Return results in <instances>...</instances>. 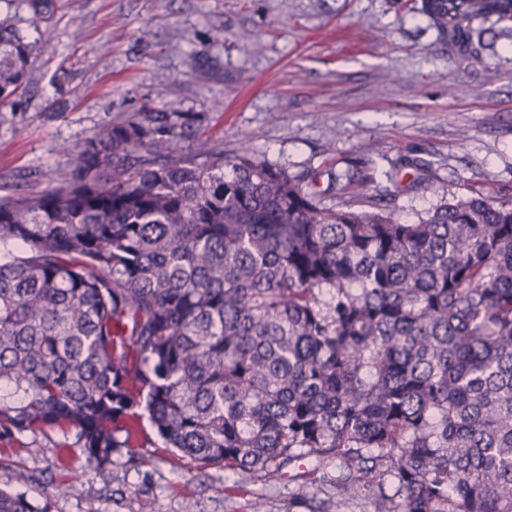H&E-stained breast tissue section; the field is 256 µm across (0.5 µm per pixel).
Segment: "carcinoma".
Returning <instances> with one entry per match:
<instances>
[{
	"label": "carcinoma",
	"mask_w": 512,
	"mask_h": 512,
	"mask_svg": "<svg viewBox=\"0 0 512 512\" xmlns=\"http://www.w3.org/2000/svg\"><path fill=\"white\" fill-rule=\"evenodd\" d=\"M452 45L512 0H420ZM0 18V97L48 53ZM183 114L88 138L0 196V441L63 432L96 469L143 415L200 465L346 463L375 512H512V197L416 222L326 207L249 148L176 153ZM0 512H49L0 489Z\"/></svg>",
	"instance_id": "1"
}]
</instances>
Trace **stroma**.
I'll list each match as a JSON object with an SVG mask.
<instances>
[{"instance_id": "obj_1", "label": "stroma", "mask_w": 512, "mask_h": 512, "mask_svg": "<svg viewBox=\"0 0 512 512\" xmlns=\"http://www.w3.org/2000/svg\"><path fill=\"white\" fill-rule=\"evenodd\" d=\"M417 2L0 0L28 41L55 48L0 106V195L56 186L73 167L60 144L180 112L194 121L179 149L249 148L328 207L379 199L414 221L482 181L512 196V33L489 21L480 43L452 49ZM61 439L0 442V486L26 473L49 512H375L366 492L337 488L336 458L236 474L179 457L145 421L134 454L97 471L77 452L60 462Z\"/></svg>"}]
</instances>
